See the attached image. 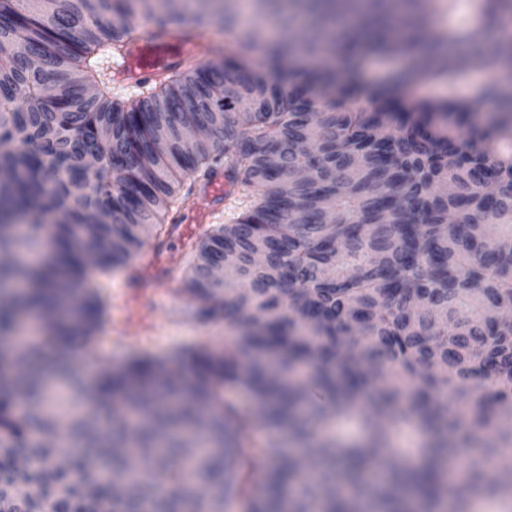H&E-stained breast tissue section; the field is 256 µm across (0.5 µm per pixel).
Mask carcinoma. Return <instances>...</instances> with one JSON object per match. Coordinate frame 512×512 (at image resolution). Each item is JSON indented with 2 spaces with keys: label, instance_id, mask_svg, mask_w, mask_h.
Instances as JSON below:
<instances>
[{
  "label": "carcinoma",
  "instance_id": "cac0c4a2",
  "mask_svg": "<svg viewBox=\"0 0 512 512\" xmlns=\"http://www.w3.org/2000/svg\"><path fill=\"white\" fill-rule=\"evenodd\" d=\"M40 2L0 0V251L20 220L30 246L48 243L22 272L0 266V512H99L87 490L105 484L112 512H355L344 481L374 512L512 501L491 467L512 452V329L489 316L512 306V122L465 131L480 98L411 102L400 85L353 81L338 96L335 74L306 65L337 48L351 79L391 54L415 57L407 81L451 82L483 58L511 71L512 0H477L466 29L441 24L455 0H370L339 32L345 0H303L327 41L259 57L225 8L237 54L189 59L126 99L99 79L102 61L182 25L184 0ZM208 2L192 13L202 32ZM253 7L284 30L296 22L280 0ZM482 96L512 112L502 86ZM190 126L217 139L190 143ZM221 164L247 204L205 230L178 288L198 321L230 319L237 334L178 350L187 374L139 352L86 383L76 358L108 307L86 252L102 277L124 267L187 201L174 175ZM226 253L218 303L209 270ZM43 311L57 319L18 368L6 344ZM226 386L257 410L225 404ZM357 407L369 439L341 446L330 426ZM256 419L304 454L254 442ZM390 421L418 429L411 456L393 453ZM262 456L274 464L261 488ZM19 484L34 494L15 496Z\"/></svg>",
  "mask_w": 512,
  "mask_h": 512
}]
</instances>
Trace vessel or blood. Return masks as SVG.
Here are the masks:
<instances>
[{
	"label": "vessel or blood",
	"mask_w": 512,
	"mask_h": 512,
	"mask_svg": "<svg viewBox=\"0 0 512 512\" xmlns=\"http://www.w3.org/2000/svg\"><path fill=\"white\" fill-rule=\"evenodd\" d=\"M195 47V38L183 35L178 27L161 29L154 40L137 42L128 47L123 63L118 68V76L127 83L159 79L175 68ZM210 218V212H195L193 224L208 222ZM193 224L179 225L176 243L166 245L161 250H153L149 260L139 268L141 282L161 284L167 281L181 247L186 246L191 237Z\"/></svg>",
	"instance_id": "obj_1"
}]
</instances>
